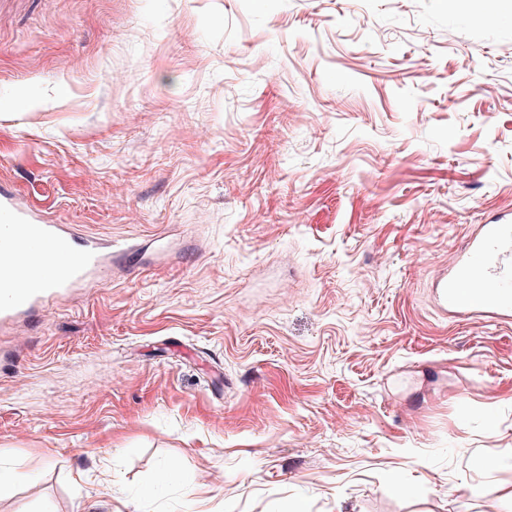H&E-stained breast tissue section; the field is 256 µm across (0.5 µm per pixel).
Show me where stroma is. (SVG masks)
Wrapping results in <instances>:
<instances>
[{
  "label": "stroma",
  "mask_w": 512,
  "mask_h": 512,
  "mask_svg": "<svg viewBox=\"0 0 512 512\" xmlns=\"http://www.w3.org/2000/svg\"><path fill=\"white\" fill-rule=\"evenodd\" d=\"M476 10L0 0V186L119 247L0 323V512H512V323L435 302L512 220Z\"/></svg>",
  "instance_id": "stroma-1"
}]
</instances>
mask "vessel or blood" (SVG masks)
Wrapping results in <instances>:
<instances>
[{"label":"vessel or blood","mask_w":512,"mask_h":512,"mask_svg":"<svg viewBox=\"0 0 512 512\" xmlns=\"http://www.w3.org/2000/svg\"><path fill=\"white\" fill-rule=\"evenodd\" d=\"M43 271L39 288L28 277ZM105 255L98 242L76 240L67 226L40 223L36 214L0 188V320L9 321L45 299L75 287L96 288L105 280ZM442 309L467 315L481 309L512 319V224L482 225L454 258L439 284ZM479 289L471 299L470 289Z\"/></svg>","instance_id":"b4317fda"}]
</instances>
